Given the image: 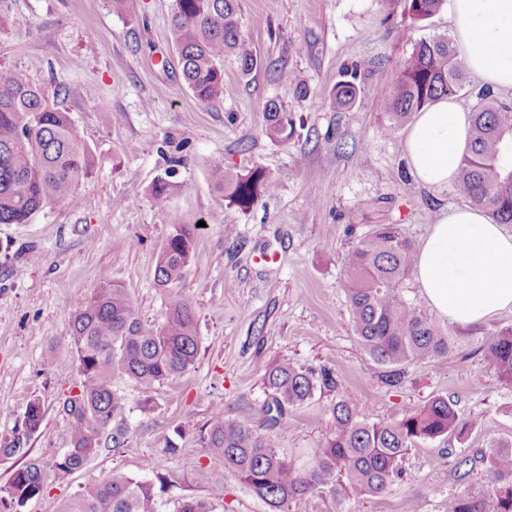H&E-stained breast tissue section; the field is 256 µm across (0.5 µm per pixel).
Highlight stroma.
<instances>
[{
  "label": "stroma",
  "mask_w": 512,
  "mask_h": 512,
  "mask_svg": "<svg viewBox=\"0 0 512 512\" xmlns=\"http://www.w3.org/2000/svg\"><path fill=\"white\" fill-rule=\"evenodd\" d=\"M242 32L258 64L242 75L224 59V94L209 104L180 87L169 38L172 0H0V65L25 70L70 115L98 159L79 187L80 202L51 204L26 224H0V486L29 460L41 462L44 491L20 512H55L58 504L118 469L153 482L160 512L175 502L211 500L215 512H270L238 477L223 491L206 476L224 462L203 444L216 407L252 427L262 423L267 369L290 360L332 369L339 389L316 391L288 413L278 446L303 462L334 428L337 394L359 400L371 417L396 421L437 395L453 398L475 428L406 452L402 480L380 496L315 493L290 512H446L459 493L454 456L512 438V387L486 359L490 333L512 327V312L461 328L440 320L452 350L438 365L412 363L401 386L383 383L350 320L345 259L376 224L399 225L421 245L442 211L465 205L453 186L429 188L411 173L404 127H391L387 100L400 63L415 43L452 35L448 9L411 23L384 0H240ZM358 67L364 88L351 108L336 109L333 89ZM276 101L296 123L285 143L264 131V106ZM181 157V184L164 207L153 183ZM245 173L263 169L276 183L248 210L209 181L205 161ZM176 224L196 225L181 280L158 287L159 255ZM277 262H257L260 253ZM125 288L140 318L162 324L173 298L191 297L199 350L185 372L144 402L125 377L112 384L122 407L112 420L120 444L100 448L75 472L56 463L69 446L59 400L80 383L70 365L69 324L103 280ZM40 400V429L25 434L24 414ZM174 453H166L167 445ZM165 456L167 479L146 463Z\"/></svg>",
  "instance_id": "1"
}]
</instances>
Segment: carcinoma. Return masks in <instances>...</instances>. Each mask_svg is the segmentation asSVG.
Returning <instances> with one entry per match:
<instances>
[{
  "instance_id": "1",
  "label": "carcinoma",
  "mask_w": 512,
  "mask_h": 512,
  "mask_svg": "<svg viewBox=\"0 0 512 512\" xmlns=\"http://www.w3.org/2000/svg\"><path fill=\"white\" fill-rule=\"evenodd\" d=\"M446 0H403V13L414 22L431 18ZM171 42L178 54L182 88L202 103L224 94V57L237 59L243 73L257 66L253 49L241 32L239 0H173ZM463 59L447 36L416 43L399 67L388 101L391 125L399 126L436 99L461 88ZM336 84L333 103L351 105L359 91L358 68ZM265 132L280 143L295 133V122L274 100L265 105ZM512 106L494 98L490 89L477 93L469 145L456 179V191L472 206L485 210L497 224H512ZM95 168V157L73 124L48 93L21 69L0 67V224H27L52 203L75 204L78 188ZM176 170L152 186L155 205H165L178 183ZM210 182L230 203L250 208L275 189V182L256 168L246 174L208 166ZM193 229L172 226L160 253L155 281L166 287L178 281L191 257ZM414 247L397 224H377L359 237L346 258L347 298L354 334L372 360L384 368L389 386L402 381L406 363L437 364L448 357L451 339L433 319L404 295L413 272ZM70 347L82 382L80 392L66 396L59 409L66 420L69 448L56 462L62 471L79 470L100 447L102 434L121 407L112 378L126 376L144 401L165 380L193 366L198 354L196 311L192 299L179 295L165 322L151 325L136 313L125 291L104 280L70 321ZM484 352L499 380L512 386V327L485 338ZM271 400L262 407L266 431L224 416L217 408L204 447L221 457L224 469L208 474L210 484L224 490V471L234 473L272 512H290V504L308 494L376 496L401 477L400 462L408 448L447 435L459 438L473 422L460 416L455 401L438 395L398 421L370 418L361 403L340 395L331 408L335 426L307 462L296 464L277 448L288 429V411L310 401L317 389H338L330 370L316 376L290 362L265 374ZM43 409L31 401L24 416L26 433L41 426ZM491 476L478 492L448 496L446 512H512V439L501 440L472 455L456 457L454 474L471 483L476 465ZM44 470L37 460L18 468L0 486V508L22 506L42 494ZM56 512H159L153 486L120 471L60 504ZM173 512H215L211 502L188 498Z\"/></svg>"
}]
</instances>
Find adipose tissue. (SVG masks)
Segmentation results:
<instances>
[{
    "instance_id": "obj_1",
    "label": "adipose tissue",
    "mask_w": 512,
    "mask_h": 512,
    "mask_svg": "<svg viewBox=\"0 0 512 512\" xmlns=\"http://www.w3.org/2000/svg\"><path fill=\"white\" fill-rule=\"evenodd\" d=\"M449 7L468 71L490 89H512V0H449ZM469 127V113L451 97L418 112L405 140L419 183L440 188L455 180ZM414 276L450 323L472 326L512 311V234L483 210H448L421 243Z\"/></svg>"
}]
</instances>
